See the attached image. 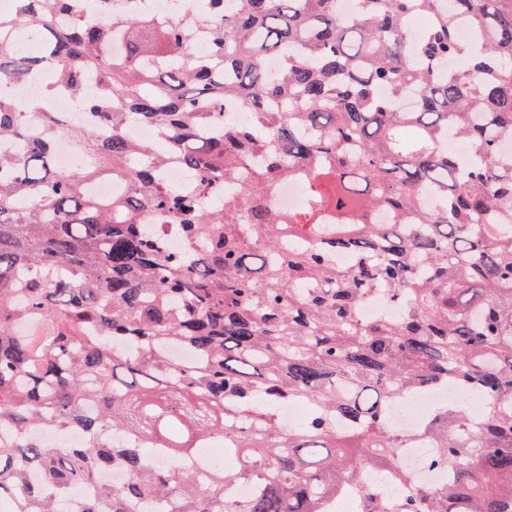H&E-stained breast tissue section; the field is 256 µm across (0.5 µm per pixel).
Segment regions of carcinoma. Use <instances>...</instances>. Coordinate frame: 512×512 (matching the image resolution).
<instances>
[{
    "mask_svg": "<svg viewBox=\"0 0 512 512\" xmlns=\"http://www.w3.org/2000/svg\"><path fill=\"white\" fill-rule=\"evenodd\" d=\"M345 2L209 0L164 19L116 0H14L0 13V144L14 145L0 150L7 512H329L346 485L361 512H512V0H358L347 19ZM459 18L479 42L457 35ZM198 36L206 56L188 50ZM450 60L464 69L442 73ZM50 69L44 91L75 93L89 126L2 89ZM412 90L415 110L395 111ZM231 102L246 119L226 126ZM133 123L163 142L130 139ZM450 130L469 163L439 148ZM60 137L79 141L84 167L56 166ZM171 166L190 190L167 182ZM104 177L128 190H83ZM294 178L305 198L283 212L270 194ZM154 216L199 248L165 245ZM374 292L399 315L360 319ZM441 386L481 409L430 411L420 438L447 479L393 499L365 481L406 444L388 408ZM290 402L310 414L284 429ZM34 426L87 440L51 448ZM116 432L168 463L115 446ZM213 440L231 444V465L202 482L183 462ZM109 467L129 480L98 482ZM237 483L256 491L233 500Z\"/></svg>",
    "mask_w": 512,
    "mask_h": 512,
    "instance_id": "cac0c4a2",
    "label": "carcinoma"
}]
</instances>
